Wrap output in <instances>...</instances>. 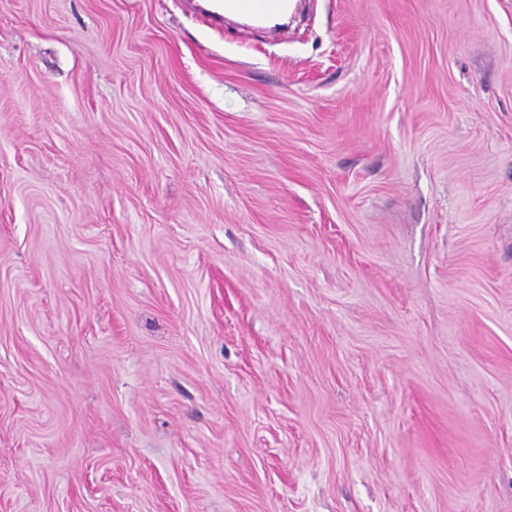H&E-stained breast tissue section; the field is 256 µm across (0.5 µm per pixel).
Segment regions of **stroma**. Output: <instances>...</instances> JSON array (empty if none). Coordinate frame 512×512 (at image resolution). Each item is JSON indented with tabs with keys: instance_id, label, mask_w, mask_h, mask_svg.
<instances>
[{
	"instance_id": "obj_1",
	"label": "stroma",
	"mask_w": 512,
	"mask_h": 512,
	"mask_svg": "<svg viewBox=\"0 0 512 512\" xmlns=\"http://www.w3.org/2000/svg\"><path fill=\"white\" fill-rule=\"evenodd\" d=\"M0 512H512V0H0ZM220 17V12L228 15H238L262 21L271 16L282 14L290 8L288 0H218L214 5Z\"/></svg>"
}]
</instances>
